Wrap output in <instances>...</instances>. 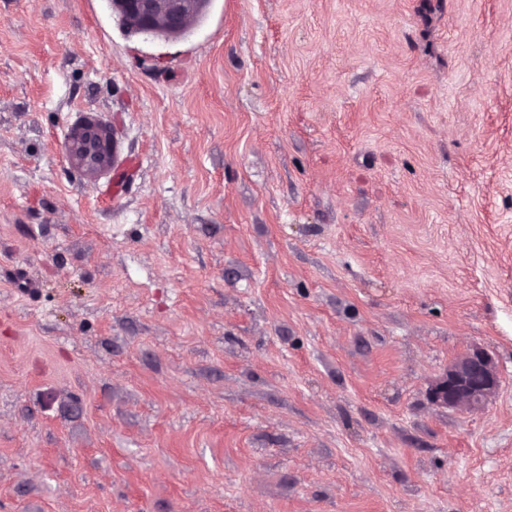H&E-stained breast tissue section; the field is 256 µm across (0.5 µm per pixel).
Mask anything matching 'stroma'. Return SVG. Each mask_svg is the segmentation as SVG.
Instances as JSON below:
<instances>
[{
    "mask_svg": "<svg viewBox=\"0 0 512 512\" xmlns=\"http://www.w3.org/2000/svg\"><path fill=\"white\" fill-rule=\"evenodd\" d=\"M0 512H512V0H0ZM211 0H111L127 29L152 33L167 40L182 38L207 12ZM57 147L78 181L108 194L120 190L115 175L126 160L107 112L82 106L72 108L58 136ZM500 376L490 354L473 350L456 357L431 387L433 402L448 408H483L498 393Z\"/></svg>",
    "mask_w": 512,
    "mask_h": 512,
    "instance_id": "stroma-1",
    "label": "stroma"
}]
</instances>
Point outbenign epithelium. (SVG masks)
Returning a JSON list of instances; mask_svg holds the SVG:
<instances>
[{"label": "benign epithelium", "instance_id": "1", "mask_svg": "<svg viewBox=\"0 0 512 512\" xmlns=\"http://www.w3.org/2000/svg\"><path fill=\"white\" fill-rule=\"evenodd\" d=\"M211 0H111L127 29L167 40L182 38L207 12ZM500 376L492 356L473 350L456 357L431 387L433 402L448 408H483L498 393Z\"/></svg>", "mask_w": 512, "mask_h": 512}]
</instances>
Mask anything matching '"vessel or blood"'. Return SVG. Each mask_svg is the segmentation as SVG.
I'll return each instance as SVG.
<instances>
[{
  "label": "vessel or blood",
  "mask_w": 512,
  "mask_h": 512,
  "mask_svg": "<svg viewBox=\"0 0 512 512\" xmlns=\"http://www.w3.org/2000/svg\"><path fill=\"white\" fill-rule=\"evenodd\" d=\"M57 147L78 181L97 186L108 194L120 190L115 175L125 160L122 142L108 113L82 106L72 108Z\"/></svg>",
  "instance_id": "vessel-or-blood-1"
}]
</instances>
